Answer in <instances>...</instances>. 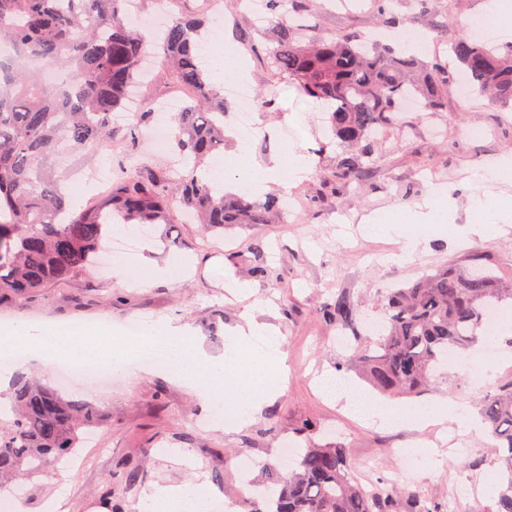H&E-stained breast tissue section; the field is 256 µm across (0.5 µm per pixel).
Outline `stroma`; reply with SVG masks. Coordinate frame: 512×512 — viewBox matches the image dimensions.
Listing matches in <instances>:
<instances>
[{"label": "stroma", "instance_id": "1", "mask_svg": "<svg viewBox=\"0 0 512 512\" xmlns=\"http://www.w3.org/2000/svg\"><path fill=\"white\" fill-rule=\"evenodd\" d=\"M486 2L434 0L430 12L421 14L413 0H398L395 11L404 17L406 28L426 36L425 58L444 60L449 40L469 33ZM309 23L324 35L342 28L368 30L376 24L374 5L367 0L364 9L339 11L329 0H317ZM241 57L253 94L272 102L271 107L259 105L253 111L258 130L268 133L271 143L249 150L248 155L264 166L286 151L306 155L311 170L293 184L292 191L309 199L319 185L315 170L323 161L318 153L324 140L321 109L293 87L271 78L250 51H242ZM304 112L311 115L313 133L281 147L284 130ZM472 127L483 129L484 137H465V130ZM380 153L381 165L345 193L340 204L324 206L314 217L303 211L291 222L226 230L223 237L231 247L224 251L212 248L214 234L201 232L194 224L139 226L137 261L163 266L180 258L192 260L193 267L180 284L125 281L106 255L77 280L47 288L24 305L0 310V320L13 323L100 322L116 332L135 320H170L217 355L251 308L259 320L278 328L288 364V376L278 393L248 425L232 432L209 423V407L165 370L145 373L135 365L95 391L83 383L62 385L56 371L25 365L20 376L36 377L47 387L93 402L102 420L83 450L84 466L68 469L52 464L28 484L22 512H45L47 503L57 499L63 502L62 512H140L146 494L158 486L192 491L200 485L207 494L228 500L238 492L240 452L252 457L256 481H270L280 441L295 438L306 423L313 426L312 441L346 445L356 479L402 482L390 451L405 446L411 427L373 426L345 409L343 402L324 399L314 386L318 376L339 372L369 398L377 396L355 371L351 349L340 342L341 330L324 319L319 308L343 296L358 305L361 315L382 314L391 288L446 261L477 262L501 279L512 280V225L470 236L465 242L444 238L429 228L404 261L399 258L403 238L367 236L361 230L368 218L423 204L435 184L449 189L460 225L473 221L475 198L493 195L512 202V179L494 186L477 179L497 160L512 156V107H494L476 98L464 103L452 99L447 111L434 118L404 115L387 132ZM256 240L266 246L261 262L270 276L263 281L251 273L249 246ZM234 281L248 283L251 295H233ZM483 395L465 372L456 370L440 376L426 394L402 398L401 403L420 407L446 399L473 415ZM466 435L470 448L464 455L449 453L444 446L435 448L430 469L415 477L411 489L420 498L444 505L457 482L474 476L480 481V494L456 505L454 512H493L492 487L499 466L489 448L491 439L481 430Z\"/></svg>", "mask_w": 512, "mask_h": 512}]
</instances>
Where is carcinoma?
<instances>
[{"label":"carcinoma","mask_w":512,"mask_h":512,"mask_svg":"<svg viewBox=\"0 0 512 512\" xmlns=\"http://www.w3.org/2000/svg\"><path fill=\"white\" fill-rule=\"evenodd\" d=\"M129 0H0V42L15 62L0 61V300L16 305L42 290L83 275L102 245L109 219L138 224L171 223L183 210L202 230L235 224H274L283 214L279 197L263 200L224 192L208 178L209 161L224 148V88L209 81L198 59L203 32L217 21L207 0H171L172 18L159 44L132 27ZM275 19L272 45L259 51L270 76L304 96L331 106L330 141L338 148L320 177L339 199L377 166V144L394 127L406 100L443 112L453 80L448 63L404 56L356 29L321 36L307 24L313 0H266ZM380 25L398 23L394 0H374ZM155 49L159 76L188 97L173 120L169 159L148 157L125 164L106 196L79 211L72 207L59 159L118 146L138 150L139 131L153 120L145 106L128 125L112 116L127 111L142 58ZM448 55L472 92L493 105L512 103V43L459 38ZM40 62L59 77L44 81ZM512 303V282L488 269L444 263L391 290L384 328L357 335L355 367L383 394L419 396L436 380L448 349L468 353L489 330L485 311ZM323 317L354 328L359 309L340 297L320 309ZM482 423L504 479L496 486V512H512V382L489 390L479 404ZM101 415L83 400L22 377L12 383V402L0 415V491L26 488L51 462L85 443ZM275 512H441L407 489L365 490L353 477L340 443H309L273 485Z\"/></svg>","instance_id":"carcinoma-1"}]
</instances>
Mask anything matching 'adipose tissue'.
Wrapping results in <instances>:
<instances>
[{"instance_id":"1","label":"adipose tissue","mask_w":512,"mask_h":512,"mask_svg":"<svg viewBox=\"0 0 512 512\" xmlns=\"http://www.w3.org/2000/svg\"><path fill=\"white\" fill-rule=\"evenodd\" d=\"M209 49L211 76L215 82H231L244 77L243 65L234 52L230 39H210ZM229 167L233 172L232 180H225L223 174L218 173L214 176L215 183L228 186L234 192L255 195L263 190L270 178L276 176L281 177L283 186H290L306 173L307 161L303 156L293 155L282 165L265 169L241 154L230 158ZM424 226L433 227L439 235L451 239L463 238L464 230L453 218V205L447 188H432L424 205L418 208H396L385 215L371 218L364 229L369 234H394L411 242L418 230ZM336 397L345 401L349 408L360 413L365 420L382 427L400 421L415 428L441 425L448 421L465 427L473 424L471 418L459 413L453 403L445 400L434 403L429 412L419 414L391 403H361L346 389L337 390ZM210 505V500L202 491L192 492L172 486L154 488L145 498L146 512H195L196 508H207Z\"/></svg>"}]
</instances>
